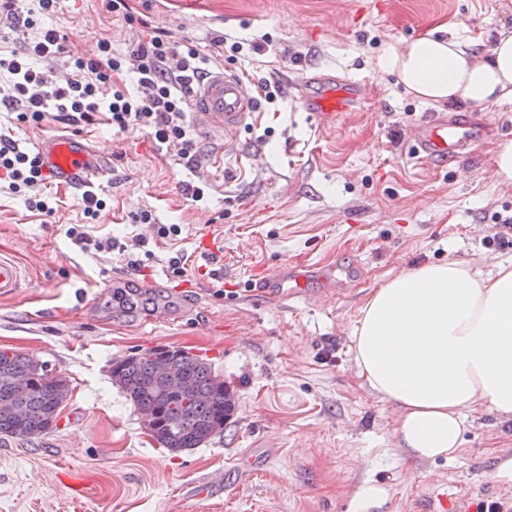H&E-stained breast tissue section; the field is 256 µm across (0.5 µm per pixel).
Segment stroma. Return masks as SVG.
Instances as JSON below:
<instances>
[{"label":"stroma","mask_w":512,"mask_h":512,"mask_svg":"<svg viewBox=\"0 0 512 512\" xmlns=\"http://www.w3.org/2000/svg\"><path fill=\"white\" fill-rule=\"evenodd\" d=\"M61 0L56 15L0 35L10 54L47 27L72 52L92 55L99 40L128 54L156 31L194 45L242 44L225 66L249 84L278 83L273 103L231 146L200 143L198 165L145 132L48 117L18 122L0 108V127L36 151L47 135L83 134L112 158L96 182L105 206L87 220L80 192L58 189L50 216L0 192V258L20 269V285L0 297V347L47 362L71 394L51 432L22 441L0 437V512H350L365 481L387 488L380 512H478L512 498L492 478L512 458V419L489 409L468 416L464 443L448 460H412L400 448L397 408L372 393L354 361L360 311L388 278L421 264L457 259L489 270L512 261V246L491 243L512 218V185L497 181L494 157L512 140V101L482 121V145L440 168L415 156L403 133L434 114L383 72L384 49L436 27L480 48L512 30V0ZM363 80L360 110L330 128L315 125L294 89L308 70ZM204 190L201 200L185 186ZM151 213L142 223V213ZM209 221H198L199 213ZM87 225L109 251L83 248L68 231ZM177 224L176 239L158 237ZM224 244L218 261L197 250L202 236ZM187 267L172 273L173 259ZM362 274L342 299L321 297L310 279L290 306L252 288L284 262ZM224 275L216 292L211 270ZM128 277L130 305L116 308L108 286ZM161 280L163 288L152 287ZM169 319L146 323L152 298ZM153 349L204 359L227 386L234 409L222 433L180 453L161 448L139 410L113 384V360ZM261 465L247 467L248 458ZM83 481L76 496L69 481ZM216 491L194 499L193 486Z\"/></svg>","instance_id":"obj_1"}]
</instances>
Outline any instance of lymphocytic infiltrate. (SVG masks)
I'll return each instance as SVG.
<instances>
[{"mask_svg":"<svg viewBox=\"0 0 512 512\" xmlns=\"http://www.w3.org/2000/svg\"><path fill=\"white\" fill-rule=\"evenodd\" d=\"M66 42V35L49 28L37 40L25 42L22 50L0 57V72L10 77L9 87H0V97L12 105L18 121L37 123L52 112L72 124L90 123L102 113L113 129L152 133L185 165H197L200 151L185 117L193 86L206 75L210 57L163 33L138 43L126 56L113 54L106 40L98 42L96 54L89 58L71 54ZM60 59L68 68L62 80L55 75ZM129 72L138 86L134 94L122 87ZM0 170L7 175L11 193L26 194L29 208L54 213L57 200L42 188L38 156L20 149L2 132Z\"/></svg>","mask_w":512,"mask_h":512,"instance_id":"1","label":"lymphocytic infiltrate"}]
</instances>
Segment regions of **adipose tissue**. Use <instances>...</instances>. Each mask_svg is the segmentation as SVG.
<instances>
[{
    "instance_id": "1",
    "label": "adipose tissue",
    "mask_w": 512,
    "mask_h": 512,
    "mask_svg": "<svg viewBox=\"0 0 512 512\" xmlns=\"http://www.w3.org/2000/svg\"><path fill=\"white\" fill-rule=\"evenodd\" d=\"M380 67L422 103L485 112L512 100V33L477 50L431 32L387 47ZM353 354L368 387L399 408L410 459L451 458L468 412L512 418V262L485 274L451 259L392 277L363 307Z\"/></svg>"
}]
</instances>
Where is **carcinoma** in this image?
<instances>
[{"label": "carcinoma", "mask_w": 512, "mask_h": 512, "mask_svg": "<svg viewBox=\"0 0 512 512\" xmlns=\"http://www.w3.org/2000/svg\"><path fill=\"white\" fill-rule=\"evenodd\" d=\"M111 375L163 448H198L224 431L230 395L224 380L198 358L152 350L115 362ZM69 392L68 380L46 363L0 349V436L31 439L50 432Z\"/></svg>", "instance_id": "carcinoma-1"}]
</instances>
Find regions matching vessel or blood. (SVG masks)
I'll return each mask as SVG.
<instances>
[{
    "label": "vessel or blood",
    "mask_w": 512,
    "mask_h": 512,
    "mask_svg": "<svg viewBox=\"0 0 512 512\" xmlns=\"http://www.w3.org/2000/svg\"><path fill=\"white\" fill-rule=\"evenodd\" d=\"M365 96L366 86L360 80L313 71L304 79L301 102L318 126L328 127L357 111ZM190 115L203 136L227 142L258 118L250 86L221 67L198 82L190 100ZM407 136L416 156L445 167L473 153L484 138V130L468 114L439 112L412 126ZM38 155L43 175L62 187H85L112 172L105 152L78 134L43 139ZM309 274V267L284 264L265 274L258 290L285 302L297 295Z\"/></svg>",
    "instance_id": "obj_1"
}]
</instances>
